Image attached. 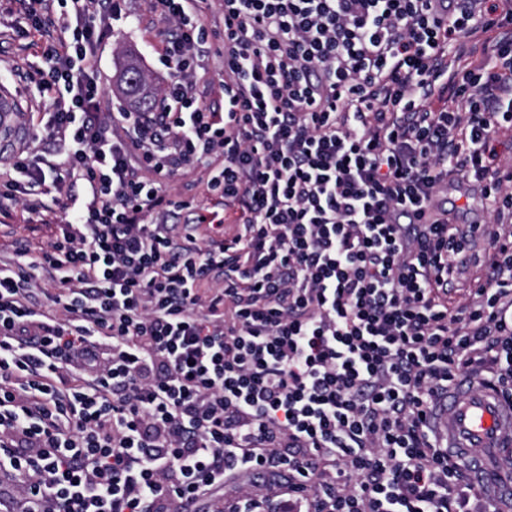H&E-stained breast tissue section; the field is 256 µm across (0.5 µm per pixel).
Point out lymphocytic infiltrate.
Wrapping results in <instances>:
<instances>
[{
    "mask_svg": "<svg viewBox=\"0 0 512 512\" xmlns=\"http://www.w3.org/2000/svg\"><path fill=\"white\" fill-rule=\"evenodd\" d=\"M22 2L61 36L28 125L60 158L14 153L0 212L65 219L0 262V512H260L240 477L277 470L272 512H494L430 417L465 376L512 398V0H223L220 110L199 0H154L170 84L120 136L118 0ZM199 166L231 235L167 191ZM452 176L493 223H455ZM205 50L208 51L207 57H205L204 63L206 69L196 68L195 80L199 90H203L204 87L211 82L212 78H215L216 71L222 67V51L224 52V46L220 39L209 38L208 44L205 45Z\"/></svg>",
    "mask_w": 512,
    "mask_h": 512,
    "instance_id": "1",
    "label": "lymphocytic infiltrate"
}]
</instances>
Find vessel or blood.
<instances>
[{"mask_svg": "<svg viewBox=\"0 0 512 512\" xmlns=\"http://www.w3.org/2000/svg\"><path fill=\"white\" fill-rule=\"evenodd\" d=\"M439 432L478 491L512 498V405L495 390L462 381L440 401Z\"/></svg>", "mask_w": 512, "mask_h": 512, "instance_id": "1", "label": "vessel or blood"}]
</instances>
